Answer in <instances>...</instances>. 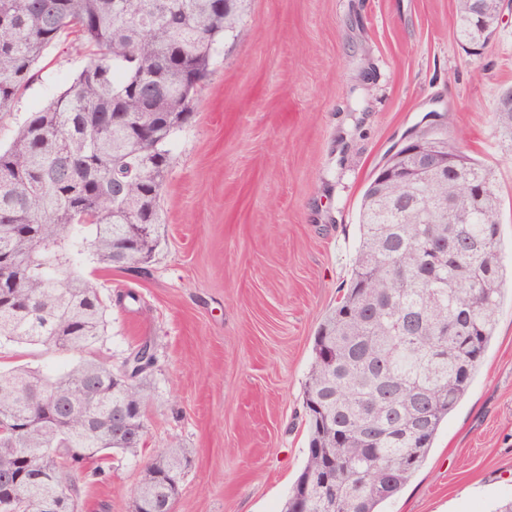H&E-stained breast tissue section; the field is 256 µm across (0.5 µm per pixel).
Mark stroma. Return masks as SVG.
Wrapping results in <instances>:
<instances>
[{
	"mask_svg": "<svg viewBox=\"0 0 512 512\" xmlns=\"http://www.w3.org/2000/svg\"><path fill=\"white\" fill-rule=\"evenodd\" d=\"M456 0H247L213 55L194 116L171 139L162 244L147 275L78 267L113 305L92 351L119 365L152 338L147 440L80 491V512H133L145 465L192 449L174 512H281L304 466L314 336L343 294L367 184L401 137L426 129L491 168L512 264V140L494 106L512 87V23L483 55L455 35ZM46 52L11 111L7 147L84 67ZM70 354L0 345V368L57 374ZM512 499V284L469 389L384 512H494Z\"/></svg>",
	"mask_w": 512,
	"mask_h": 512,
	"instance_id": "35a3bbf8",
	"label": "stroma"
}]
</instances>
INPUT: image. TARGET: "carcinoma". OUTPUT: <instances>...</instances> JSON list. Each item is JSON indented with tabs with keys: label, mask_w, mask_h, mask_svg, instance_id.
<instances>
[{
	"label": "carcinoma",
	"mask_w": 512,
	"mask_h": 512,
	"mask_svg": "<svg viewBox=\"0 0 512 512\" xmlns=\"http://www.w3.org/2000/svg\"><path fill=\"white\" fill-rule=\"evenodd\" d=\"M244 0H0V112H8L52 46L74 36L89 62L0 148V341L71 353L61 373L0 370V479L14 512H48L106 476L116 453L144 446L155 346L119 367L85 354L112 296L73 271L85 249L107 268L144 271L161 241L159 201L172 135L193 116L215 45ZM470 0L456 36L480 38ZM448 180L372 179L359 210L350 281L314 338L303 406L307 458L282 512H382L427 459L494 336L506 268L491 171L465 156ZM484 184L472 198L469 182ZM448 203V223L424 207ZM105 426L91 429L89 417ZM192 450L173 441L142 471L134 512L174 504ZM94 464L88 471L85 465Z\"/></svg>",
	"instance_id": "obj_1"
}]
</instances>
